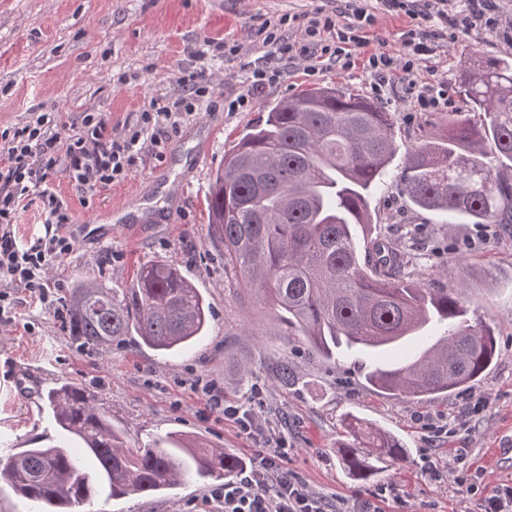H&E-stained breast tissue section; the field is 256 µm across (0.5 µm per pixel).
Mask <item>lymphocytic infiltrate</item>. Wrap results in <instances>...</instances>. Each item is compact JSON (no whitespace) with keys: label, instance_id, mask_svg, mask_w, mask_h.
<instances>
[{"label":"lymphocytic infiltrate","instance_id":"obj_1","mask_svg":"<svg viewBox=\"0 0 512 512\" xmlns=\"http://www.w3.org/2000/svg\"><path fill=\"white\" fill-rule=\"evenodd\" d=\"M448 2L379 0L381 10L412 19L421 16L443 25L450 23L465 31L480 22L488 26L498 23L495 0H463V8L453 15L448 12ZM348 9L352 21L345 25L336 24L322 11H314L295 38L289 34L291 15L264 22L259 32L265 53L247 62V82L235 99L225 101V111L247 108L256 94L280 79L279 64L283 61H305L310 76L327 65L340 70L363 65L380 96L387 91L391 74L398 70L412 73L415 62L431 53L425 34L413 29L406 32L400 53H367L365 31L373 26L375 16L359 0H348ZM180 86L179 98L152 101L137 123L117 138L112 137L102 116L85 114L79 130L66 139L62 152L57 149L61 138L55 130L54 113L34 112L23 126L0 131V280L61 310L63 301L50 291L46 271L53 259L73 249L71 238L59 231L60 226L71 223L72 214L67 201L50 187V176L63 171L85 197L91 198L102 188L123 180L143 157L160 155L165 140L179 131L184 120L211 105L206 68L182 77ZM33 195L40 201L48 228L33 244L22 246L16 240L14 226L26 200ZM9 290L0 289V316L6 311ZM194 390L204 398L210 412L234 421L256 445V466L214 491L219 512H327L324 499L277 465L284 441L263 427L253 408L225 404L213 385L204 380L197 381Z\"/></svg>","mask_w":512,"mask_h":512}]
</instances>
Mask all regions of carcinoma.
Wrapping results in <instances>:
<instances>
[{
  "label": "carcinoma",
  "instance_id": "1",
  "mask_svg": "<svg viewBox=\"0 0 512 512\" xmlns=\"http://www.w3.org/2000/svg\"><path fill=\"white\" fill-rule=\"evenodd\" d=\"M460 94L466 109L448 118V133L423 135L406 149L396 186L421 209L499 234L512 227V57L465 65ZM397 124L396 113L344 86L279 101L224 153L210 185L209 224L234 301L272 306L284 335L301 337L323 359L385 350L431 322L446 324L412 360L365 376L376 391L424 402L472 386L493 361L496 341L485 323L465 319L475 294L466 259L424 266L405 224L357 243L356 229L372 223L370 192L388 185ZM65 306L68 334L95 357L135 335L168 354L201 336L210 314L199 290L162 260L142 265L128 288L81 281ZM44 401L82 454L55 445L15 448L0 460V485L38 512H93L104 492L162 495L243 467L179 432L129 447L98 394L82 384L64 383ZM344 426L347 438L336 449L354 479L406 461L395 436L352 416Z\"/></svg>",
  "mask_w": 512,
  "mask_h": 512
}]
</instances>
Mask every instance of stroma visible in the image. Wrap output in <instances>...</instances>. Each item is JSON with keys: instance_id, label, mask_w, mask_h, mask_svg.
Segmentation results:
<instances>
[{"instance_id": "35a3bbf8", "label": "stroma", "mask_w": 512, "mask_h": 512, "mask_svg": "<svg viewBox=\"0 0 512 512\" xmlns=\"http://www.w3.org/2000/svg\"><path fill=\"white\" fill-rule=\"evenodd\" d=\"M502 23L463 33L440 31L434 52L420 62L419 82L445 79L448 107L428 118L436 129L462 107L458 86L467 58L474 52L512 54V0H496ZM323 8L335 13L344 0H0V130L26 121L38 109L58 116L61 135L71 134L86 112H98L113 136L123 135L147 110L152 99L176 98L178 80L197 66L191 47L206 39L239 44L233 59L213 57L212 107L184 121L165 145L181 163L171 179L182 186L177 218H169L162 198L153 196L152 178L163 160L149 158L126 178L83 200L62 173L51 187L68 202L74 219L83 213L111 211L120 201L142 203V212L116 224L111 234L81 237L73 224L64 232L72 252L57 259L51 283L68 296L79 280H103L115 286L131 283L137 268L151 260L177 266L209 303L212 316L202 339L170 357L139 345L133 337L114 344L102 359L86 354L69 336L52 309L24 290L12 293L9 318L0 322V435L15 447L33 448L59 440L60 434L42 400L49 389L69 381L92 387L112 414L130 447L177 431L211 447L252 462L251 443L237 426L205 408L193 390L197 378L210 380L226 404L246 405L261 390L258 412L286 439L280 460L308 489L324 496L330 512H356L365 501L380 502L382 512H481L488 491L512 483V464L502 463L496 448L500 434L512 432V236L500 235L475 244L472 224H443L438 216L415 208L398 189L371 195L374 232L390 224L425 225L432 240L465 246L480 290L469 319L490 324L497 357L486 375L469 390L438 396L430 402L395 398L368 388L366 368L412 357L428 337L441 333L429 326L426 335L409 339L380 354L351 355L328 361L309 354L301 339L283 333L282 324L265 308L244 310L231 300L224 278V253L208 234L210 178L224 153L264 108L304 89L341 85L371 97L373 78L363 67L328 69L306 75L289 63L280 83L266 88L253 107L228 112L224 101L236 97L247 72L249 48L267 19L284 13L304 15ZM369 51L401 50L406 31L430 30V23L408 16L375 13ZM399 119L400 144L416 142L426 116L407 109L401 94L387 103ZM211 122L214 136L202 162H195L199 123ZM255 338L242 342L240 325ZM287 358L295 382L282 387L275 364ZM252 363L253 376L241 385L237 363ZM354 415L402 440L407 460L367 482L350 478L336 455L344 435L343 421ZM465 428H457V421ZM454 461L448 481L425 471L428 463ZM215 484H186L150 497L100 499L96 512H216Z\"/></svg>"}]
</instances>
